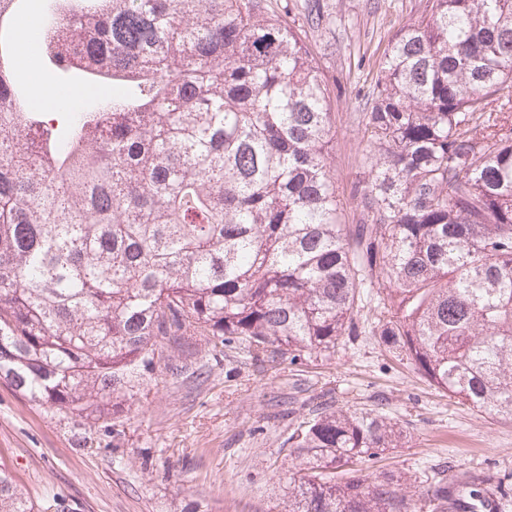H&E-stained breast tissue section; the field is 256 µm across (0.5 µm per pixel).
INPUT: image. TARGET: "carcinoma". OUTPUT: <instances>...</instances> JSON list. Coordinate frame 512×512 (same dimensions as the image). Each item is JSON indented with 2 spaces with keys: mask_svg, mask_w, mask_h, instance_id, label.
<instances>
[{
  "mask_svg": "<svg viewBox=\"0 0 512 512\" xmlns=\"http://www.w3.org/2000/svg\"><path fill=\"white\" fill-rule=\"evenodd\" d=\"M0 0V384L88 422L183 342L261 363L373 335L459 403L512 424V0H427L384 50L372 148L341 223L324 0H50L48 61L91 90L63 130L14 81ZM372 412L289 437L288 512H497L463 473L420 500L356 466L402 445ZM0 512H38L0 463Z\"/></svg>",
  "mask_w": 512,
  "mask_h": 512,
  "instance_id": "1",
  "label": "carcinoma"
}]
</instances>
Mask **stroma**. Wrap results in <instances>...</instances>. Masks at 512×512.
<instances>
[{"label":"stroma","mask_w":512,"mask_h":512,"mask_svg":"<svg viewBox=\"0 0 512 512\" xmlns=\"http://www.w3.org/2000/svg\"><path fill=\"white\" fill-rule=\"evenodd\" d=\"M336 18L319 38L336 119L330 174L343 220L360 221L353 191L371 151L362 138L365 95L389 40L425 0H325ZM328 358L296 364L216 358L200 345L145 373L115 423L85 424L36 408L0 384V462L39 512H284L288 437L328 404L374 412L407 433L403 447L363 463L372 477L404 476L410 491L463 469L512 473V425L458 403L372 334Z\"/></svg>","instance_id":"1"}]
</instances>
